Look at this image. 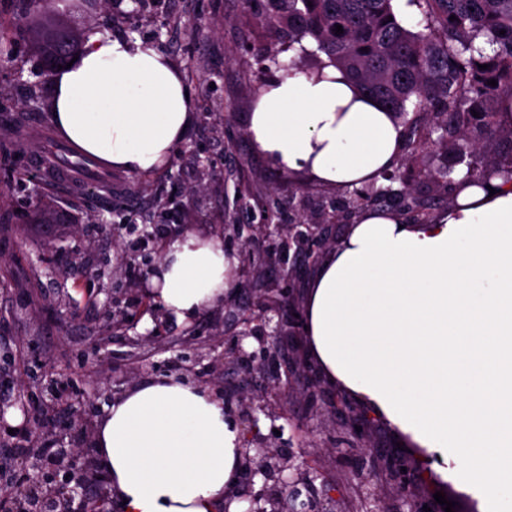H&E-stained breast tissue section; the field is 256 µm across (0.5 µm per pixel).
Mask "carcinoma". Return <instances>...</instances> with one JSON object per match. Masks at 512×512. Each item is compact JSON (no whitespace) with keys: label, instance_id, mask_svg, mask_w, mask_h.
I'll use <instances>...</instances> for the list:
<instances>
[{"label":"carcinoma","instance_id":"cac0c4a2","mask_svg":"<svg viewBox=\"0 0 512 512\" xmlns=\"http://www.w3.org/2000/svg\"><path fill=\"white\" fill-rule=\"evenodd\" d=\"M264 2L268 15L288 29L290 43L312 41L390 112L407 120L432 106L446 114L448 168L457 167V140L471 112L485 113L475 134L481 149L502 127L499 106L512 97V0H408L423 15L419 31L399 21L395 0ZM492 79L498 85H489ZM410 134L411 148L431 146L419 120Z\"/></svg>","mask_w":512,"mask_h":512}]
</instances>
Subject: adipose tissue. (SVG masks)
<instances>
[{
	"mask_svg": "<svg viewBox=\"0 0 512 512\" xmlns=\"http://www.w3.org/2000/svg\"><path fill=\"white\" fill-rule=\"evenodd\" d=\"M192 106L166 55L95 34L54 78L51 119L85 154L145 173L183 142ZM249 136L276 165L346 190L395 165L403 127L329 64L271 80ZM232 271L221 238L186 231L150 283L188 323L222 301ZM304 315L327 383L407 437L425 473L479 512H512V182L460 184L427 224L365 211L316 267ZM95 448L124 512H215L240 477L241 433L223 402L172 378L112 402Z\"/></svg>",
	"mask_w": 512,
	"mask_h": 512,
	"instance_id": "ef3b65f1",
	"label": "adipose tissue"
}]
</instances>
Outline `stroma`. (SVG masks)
Segmentation results:
<instances>
[{"label":"stroma","instance_id":"1","mask_svg":"<svg viewBox=\"0 0 512 512\" xmlns=\"http://www.w3.org/2000/svg\"><path fill=\"white\" fill-rule=\"evenodd\" d=\"M100 32L143 39L160 35L194 97L196 121L187 139L153 173L112 170L109 182L77 172L74 187L55 189L43 174L29 176L0 152V483L17 464L44 484L36 452L17 455L15 424L37 427L65 448H90L107 406L133 385L157 377L181 378L207 389L228 386L244 401L265 399L263 367L252 372L228 357L224 308L203 310L192 323L166 315L134 281L163 257L165 240L188 231L222 233L238 188L275 201L280 223L295 224V206L307 194L330 212L336 191L303 172L280 169L258 153L248 133L256 97L277 69L269 54L305 69L324 66V54L289 45L288 36L245 0H118L111 14L93 10ZM41 60L34 43L0 47V144L20 148L58 136L48 109L32 103V72ZM261 417L259 437L292 452L334 486L339 512H354L365 491L356 476L378 472L384 456L408 461L405 479L420 497L442 493L452 512H478L471 497L418 473L416 450L398 449L401 436L378 419L368 426L372 448L351 454L339 420L301 393Z\"/></svg>","mask_w":512,"mask_h":512}]
</instances>
